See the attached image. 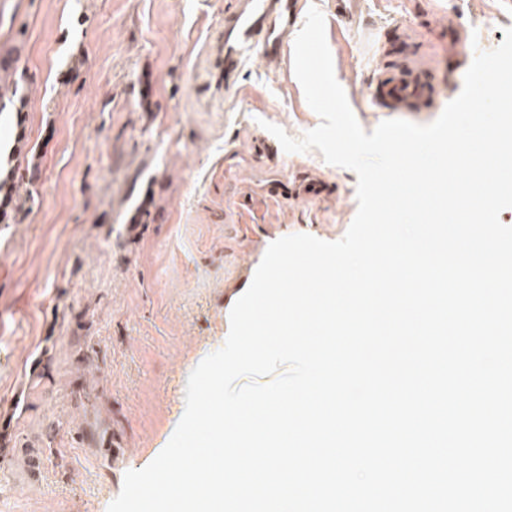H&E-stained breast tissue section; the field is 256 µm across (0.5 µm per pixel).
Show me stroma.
<instances>
[{
	"instance_id": "35a3bbf8",
	"label": "stroma",
	"mask_w": 512,
	"mask_h": 512,
	"mask_svg": "<svg viewBox=\"0 0 512 512\" xmlns=\"http://www.w3.org/2000/svg\"><path fill=\"white\" fill-rule=\"evenodd\" d=\"M227 3L0 0V58H17L26 95L0 112V149L23 140L33 195L0 223V512H107L169 442L268 246L340 240L356 215L353 171L265 128L299 138L321 122L292 57L251 53L227 98L206 84ZM306 3L368 133L388 118L369 97L374 30L409 29L450 101L472 60L449 57V23L482 51L512 27V0H364L352 23L333 0ZM280 179L297 195L274 194Z\"/></svg>"
}]
</instances>
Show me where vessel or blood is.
I'll use <instances>...</instances> for the list:
<instances>
[{
	"instance_id": "1",
	"label": "vessel or blood",
	"mask_w": 512,
	"mask_h": 512,
	"mask_svg": "<svg viewBox=\"0 0 512 512\" xmlns=\"http://www.w3.org/2000/svg\"><path fill=\"white\" fill-rule=\"evenodd\" d=\"M303 0H233L224 13V28L210 49L211 83L232 93L250 52L267 62H279L290 47V36ZM443 95L437 69L421 61L410 44H403L378 73L371 99L382 112H430Z\"/></svg>"
}]
</instances>
